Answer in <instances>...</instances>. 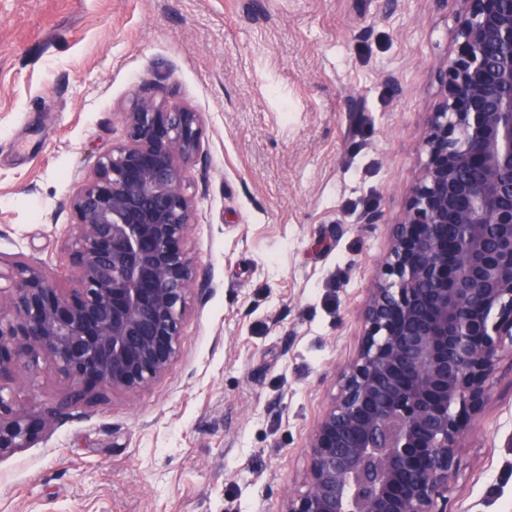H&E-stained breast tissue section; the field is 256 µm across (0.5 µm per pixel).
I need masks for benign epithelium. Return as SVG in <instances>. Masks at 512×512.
Here are the masks:
<instances>
[{
    "instance_id": "1",
    "label": "benign epithelium",
    "mask_w": 512,
    "mask_h": 512,
    "mask_svg": "<svg viewBox=\"0 0 512 512\" xmlns=\"http://www.w3.org/2000/svg\"><path fill=\"white\" fill-rule=\"evenodd\" d=\"M458 54L424 139L427 163L393 227L365 333L308 443L305 490L283 512H448L464 447L460 417L486 399L512 352V0H466ZM126 140L72 196L62 288L42 268L0 271V382L44 367L135 393L178 356L196 282L184 248L197 114L142 96ZM46 421L0 385V459Z\"/></svg>"
}]
</instances>
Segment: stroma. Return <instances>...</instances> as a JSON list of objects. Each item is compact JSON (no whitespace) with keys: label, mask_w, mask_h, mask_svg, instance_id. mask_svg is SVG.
Returning a JSON list of instances; mask_svg holds the SVG:
<instances>
[{"label":"stroma","mask_w":512,"mask_h":512,"mask_svg":"<svg viewBox=\"0 0 512 512\" xmlns=\"http://www.w3.org/2000/svg\"><path fill=\"white\" fill-rule=\"evenodd\" d=\"M463 0H0V268L58 274L69 199L152 92L200 116L195 290L134 394L21 370L54 423L0 460V512H282L357 355L427 160ZM455 512H512V354L464 416Z\"/></svg>","instance_id":"stroma-1"}]
</instances>
